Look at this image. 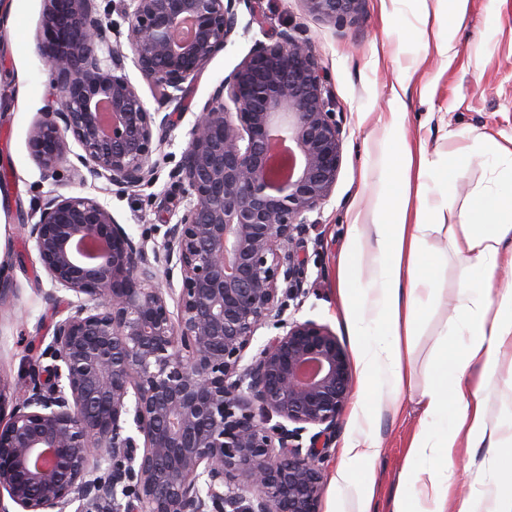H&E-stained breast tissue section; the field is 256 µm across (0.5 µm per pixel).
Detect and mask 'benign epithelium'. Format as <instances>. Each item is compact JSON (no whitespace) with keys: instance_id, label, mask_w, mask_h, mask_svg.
Returning a JSON list of instances; mask_svg holds the SVG:
<instances>
[{"instance_id":"benign-epithelium-1","label":"benign epithelium","mask_w":512,"mask_h":512,"mask_svg":"<svg viewBox=\"0 0 512 512\" xmlns=\"http://www.w3.org/2000/svg\"><path fill=\"white\" fill-rule=\"evenodd\" d=\"M240 2L132 0L141 78L166 101L185 96L231 41ZM301 2L343 28L362 0ZM42 35L52 92L28 146L44 176L71 136L76 172L119 192L154 182L171 116L146 108L97 0H44ZM328 84L308 40L255 41L196 113L170 172L189 204L150 251L96 197L42 200L26 239L75 299L43 352L53 364L31 361L0 425V512H319L353 374L338 338L284 317V298L301 291L311 215L342 163ZM270 322L279 333L242 364Z\"/></svg>"}]
</instances>
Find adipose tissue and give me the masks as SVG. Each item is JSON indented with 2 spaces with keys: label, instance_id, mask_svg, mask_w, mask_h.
Listing matches in <instances>:
<instances>
[{
  "label": "adipose tissue",
  "instance_id": "adipose-tissue-1",
  "mask_svg": "<svg viewBox=\"0 0 512 512\" xmlns=\"http://www.w3.org/2000/svg\"><path fill=\"white\" fill-rule=\"evenodd\" d=\"M388 106L386 139L399 150L378 181L370 223L348 227L338 275V313L358 371L353 411L369 413L374 390L398 410L405 392L414 390L406 362L417 324L435 297L439 268L455 261L459 289L448 326L463 329L467 339L454 348L440 343L416 390L419 427L397 476L391 512H512V468L496 482L474 481L460 498L449 481L457 465L476 468L478 449L512 444V434L491 423L486 403L494 374L512 357V283L500 288L493 280L500 266L512 269V148L495 153L505 164V189L474 194L456 223H444L453 198L445 183L432 179L424 147L405 141L402 98L393 96ZM440 235L447 246L439 250L434 241ZM380 446L369 428L351 437L337 488L351 486L356 464L375 460Z\"/></svg>",
  "mask_w": 512,
  "mask_h": 512
}]
</instances>
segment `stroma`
Instances as JSON below:
<instances>
[{
    "mask_svg": "<svg viewBox=\"0 0 512 512\" xmlns=\"http://www.w3.org/2000/svg\"><path fill=\"white\" fill-rule=\"evenodd\" d=\"M264 19L247 36H233L192 81L188 94L161 103L159 89L142 80L134 63L126 72L150 111L175 112L181 119L152 161L155 181L128 192H113L105 180H79L73 173L75 156H68L56 177H44L28 148V134L42 112L49 91L50 69L39 50L43 0H0V261L14 293L0 305V384L15 395L28 382L26 341L50 335L59 307L49 297L52 284L25 242L20 226L44 195H91L105 201L114 217L133 235L152 242L163 239L166 225L176 223L187 205L170 186L169 173L180 161L188 131L215 87L248 54L264 31L292 26L313 45L330 79V91L342 122L343 159L333 193L323 205L317 224L306 237L307 264L303 292L287 298L286 313L327 326L341 343L349 338L338 322V266L346 230L354 219L369 221L373 189L381 175L385 142L380 118L401 70L412 69L404 96L409 144H424L436 173L446 180L456 207L476 192L495 189L501 165L488 151L490 143L512 144V0H468L462 27L449 56H439L427 43L428 30L448 25L447 0H363L353 23L336 28L307 13L301 0H255ZM468 151L471 164L464 179H452L448 161ZM457 268L448 263L438 277L437 303L419 324L412 367L416 384H423L431 367L438 334L457 295ZM414 401L403 400L398 414L383 411L372 423L381 441L373 464L372 512H391L397 475L417 429ZM361 425L344 412L324 459L320 512H358L362 488L341 494L334 480L342 449Z\"/></svg>",
    "mask_w": 512,
    "mask_h": 512,
    "instance_id": "1",
    "label": "stroma"
}]
</instances>
